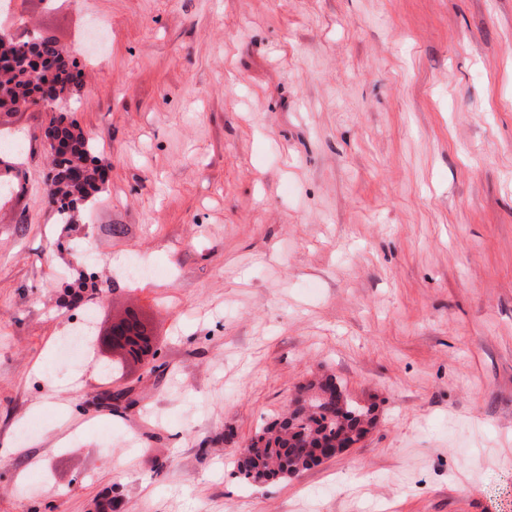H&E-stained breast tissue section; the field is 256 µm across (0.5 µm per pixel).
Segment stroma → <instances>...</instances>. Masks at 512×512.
<instances>
[{
    "mask_svg": "<svg viewBox=\"0 0 512 512\" xmlns=\"http://www.w3.org/2000/svg\"><path fill=\"white\" fill-rule=\"evenodd\" d=\"M0 29L75 60L62 113L105 170L58 223L57 113L0 107L26 141L0 202V512H512V0H11ZM129 306L153 374L45 373L87 309ZM322 374L375 405L365 439L235 477Z\"/></svg>",
    "mask_w": 512,
    "mask_h": 512,
    "instance_id": "1",
    "label": "stroma"
}]
</instances>
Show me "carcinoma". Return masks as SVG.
Here are the masks:
<instances>
[{"mask_svg": "<svg viewBox=\"0 0 512 512\" xmlns=\"http://www.w3.org/2000/svg\"><path fill=\"white\" fill-rule=\"evenodd\" d=\"M5 38L0 41V88L13 98L29 97L40 85L68 77L76 68L67 51L48 38L17 40L8 34ZM52 133L63 142H75L71 157L50 156L53 177L43 188L56 206L59 221L68 224L102 191L103 171L96 164L92 143L75 123L52 125L47 134ZM334 386L335 377L326 374L301 387L288 413L265 422L250 449L237 457L238 478L250 485L284 481L320 463L314 454L320 441L363 424L374 425L373 407L348 401L340 406L326 399L325 389Z\"/></svg>", "mask_w": 512, "mask_h": 512, "instance_id": "cac0c4a2", "label": "carcinoma"}]
</instances>
